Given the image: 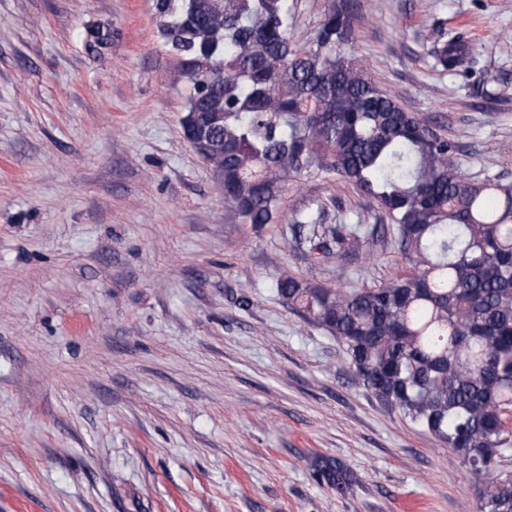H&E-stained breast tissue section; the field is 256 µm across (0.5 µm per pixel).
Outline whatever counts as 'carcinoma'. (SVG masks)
<instances>
[{"instance_id":"1","label":"carcinoma","mask_w":512,"mask_h":512,"mask_svg":"<svg viewBox=\"0 0 512 512\" xmlns=\"http://www.w3.org/2000/svg\"><path fill=\"white\" fill-rule=\"evenodd\" d=\"M160 32L191 83L182 117L224 179L244 224L283 221L290 177L332 175L374 200L380 224L294 215L311 256H357L393 234L414 272L375 288L276 280L290 310L336 339L356 380L388 410L448 447L484 479L479 512H512V185L463 172L457 144L407 111L350 50L356 0H335L313 44L293 37L290 0H155ZM112 32L86 30L93 49ZM456 71L460 33L431 51ZM314 474L344 493L352 471L320 456Z\"/></svg>"}]
</instances>
